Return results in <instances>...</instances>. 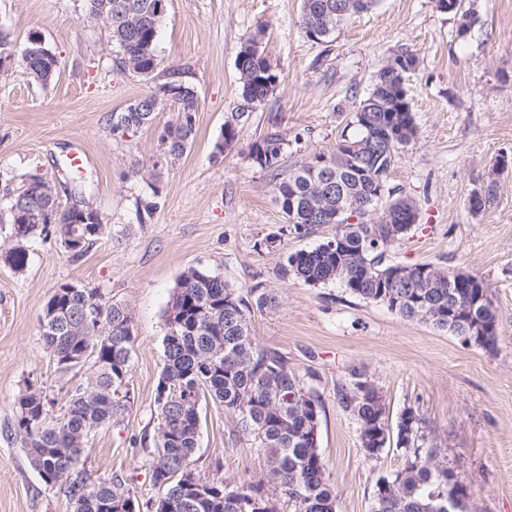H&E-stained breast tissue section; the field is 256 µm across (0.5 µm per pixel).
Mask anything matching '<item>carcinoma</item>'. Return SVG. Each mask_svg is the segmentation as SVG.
<instances>
[{
	"instance_id": "1",
	"label": "carcinoma",
	"mask_w": 512,
	"mask_h": 512,
	"mask_svg": "<svg viewBox=\"0 0 512 512\" xmlns=\"http://www.w3.org/2000/svg\"><path fill=\"white\" fill-rule=\"evenodd\" d=\"M375 0H302L299 25L316 33L314 41L330 37L348 17L368 10ZM163 17L131 9L109 28L118 49L116 66L151 81L157 55L143 53V42L157 39ZM54 54L36 55L25 70L46 83L54 76ZM237 70L241 106L262 105L279 79L276 67L259 42L250 40L239 52ZM172 99L156 95L158 84L127 105L112 122V130L134 131L152 121L151 114L167 102L178 104L175 120L159 136L162 151L182 156L191 146L195 126L184 128L182 111L198 110L193 87L180 69L166 73ZM357 133L336 144V150L318 153L298 167L282 166L284 139L270 133L251 147V158L275 179V200L286 218V232L309 237L326 224L336 225L331 240L311 250L288 254L280 271L297 281L320 287L336 283L366 303H380L407 320L430 323L455 336L466 332L471 343L485 350L496 348L497 316L489 285L480 277L432 264L385 262L386 252L411 229L416 204L395 196L389 177L400 149L417 135L411 104L400 76L387 66L380 69L372 92L353 116ZM319 165L313 169V165ZM497 196L496 181L472 191L469 209L484 213ZM386 207L379 219L370 216L380 202ZM346 208L336 217L337 207ZM13 245L3 252L4 262L16 270L28 260L26 243L58 237L64 250L80 257L102 239L104 224H82L79 212L63 207L58 190L46 176L31 172L5 200ZM357 217L355 223L348 222ZM404 275H398V272ZM105 310L99 324L79 316L85 303ZM251 306L224 279L191 267L181 275L165 311L169 333L164 338L163 366L158 385L166 397L155 396L158 428L151 450L152 485L161 496L141 503L146 512H254L253 500L270 505L267 512H335L337 493L325 476L318 447L321 396L300 378L277 350L257 344L249 329ZM129 311L111 303L95 289L60 285L45 304L40 323L44 348L63 373L70 372L86 350L87 384L77 386L63 406L62 421L47 420L48 400L30 391L16 402L13 434L20 439L31 465L47 486L70 488V473L87 451L91 432L112 424L124 413L134 394L129 384L133 337ZM336 403L359 428L365 459L373 461L395 448L406 456L405 466L379 476L371 512H467L449 503L472 495V483L445 462L444 444L427 432L425 420L408 408L388 425L389 413L378 388L362 372L336 385ZM237 419L238 431L253 448L264 453L269 470L258 481L231 484L218 475L182 480L178 469L192 461L198 447L200 407L207 401ZM134 489L120 480L88 482L74 512H116L115 504Z\"/></svg>"
}]
</instances>
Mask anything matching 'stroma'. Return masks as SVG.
Wrapping results in <instances>:
<instances>
[{"label":"stroma","mask_w":512,"mask_h":512,"mask_svg":"<svg viewBox=\"0 0 512 512\" xmlns=\"http://www.w3.org/2000/svg\"><path fill=\"white\" fill-rule=\"evenodd\" d=\"M463 5L475 18L464 30L436 0H377L317 43L298 23L301 0H168L155 75L184 68L198 99L195 139L170 161L158 137L176 107L164 106L136 132H113L112 114L147 83L116 70L109 31L85 18L83 0H0V28L14 44L39 35L59 60L45 85L18 62L0 66V205L30 171L59 186L70 181L67 156L79 143L90 158V201L107 225L81 257L52 237L28 242L23 271L0 261V512L72 510L63 486L43 484L9 432L26 387L46 395L53 420L86 381L83 369L58 372L39 336L43 308L66 282L127 307L135 328L134 401L91 433L78 468L94 480L124 481L140 500L158 498L146 450L158 427L164 312L191 267L220 275L241 296L257 286L276 297L275 306L252 309L251 334L286 356L323 400L319 450L336 512H370L377 478L406 461L393 449L365 460L357 425L335 399L337 383L354 369L374 382L390 419L415 409L445 443L449 465L475 483L469 512H512V168H496L499 156L512 157V0ZM255 36L279 80L219 154L215 144L239 104L237 56ZM401 52L417 59L405 87L418 134L399 151L389 184L416 203L419 217L386 259L482 277L498 319L491 351L359 301L339 285L313 288L282 276L285 254L314 248L334 225L303 239L283 235L275 249L263 244L286 220L270 172L250 156L252 144L279 133L291 165L335 150L354 135L353 115L378 71ZM490 178L497 199L473 215L469 195ZM149 200L155 209L141 214ZM200 416L197 472L230 483L265 477V455L239 437L233 415L210 403Z\"/></svg>","instance_id":"stroma-1"}]
</instances>
